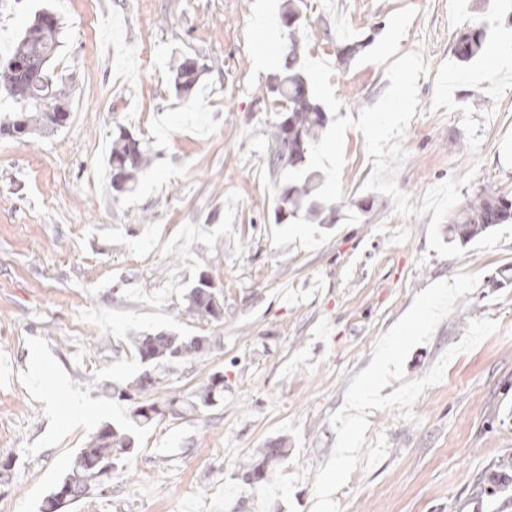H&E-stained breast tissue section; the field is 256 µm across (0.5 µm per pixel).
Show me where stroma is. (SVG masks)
<instances>
[{
  "mask_svg": "<svg viewBox=\"0 0 512 512\" xmlns=\"http://www.w3.org/2000/svg\"><path fill=\"white\" fill-rule=\"evenodd\" d=\"M286 0H0V58L34 14L62 26L49 65L69 90L58 131L0 138V512H39L74 453L130 404L106 385L142 366L138 331L209 337L190 362L155 371L157 404L224 376L217 406L162 415L112 471L61 512H312L313 483L336 442L331 415L368 367L380 334L415 294L458 272L474 292L430 341L407 356L424 376L471 319L498 331L458 355L425 389L418 424L374 410L363 459L333 498L340 512H512V223L472 239L462 257L427 246L429 217L403 218L365 191L373 171L364 137L348 130L336 220L276 223L280 176L267 166L276 119L258 4L280 22ZM310 90L329 118L358 116L390 85L386 68L419 50L416 114L395 174L414 206L450 177L477 173L462 198L488 186L512 196V0H300ZM490 19L484 51L463 62L457 38ZM357 44L348 59L344 46ZM202 70L196 99L172 87L174 58ZM148 142L153 162L135 190L113 197L105 164L117 128ZM374 200L360 210L364 200ZM211 278L224 316L183 311L188 288ZM285 443L272 477L244 484L253 449Z\"/></svg>",
  "mask_w": 512,
  "mask_h": 512,
  "instance_id": "stroma-1",
  "label": "stroma"
}]
</instances>
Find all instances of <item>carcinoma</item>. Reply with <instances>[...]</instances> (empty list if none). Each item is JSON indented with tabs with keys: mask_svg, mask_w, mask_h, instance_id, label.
<instances>
[{
	"mask_svg": "<svg viewBox=\"0 0 512 512\" xmlns=\"http://www.w3.org/2000/svg\"><path fill=\"white\" fill-rule=\"evenodd\" d=\"M46 18L36 38L22 33L13 56L20 58H53L60 46L61 26L59 22L49 23L53 16L49 10L36 13ZM283 26L287 29V54L285 70L272 77L270 92L274 101L280 103L279 113L269 129L270 150L268 168L274 172L280 168L301 169L310 153V146L316 142L326 128L328 114L312 96L306 78L298 63L300 57L299 12L294 0H288V8L282 15ZM486 41V25L478 23L464 32L457 41L456 54L462 61H469L482 49ZM173 90L176 97L192 95L199 81L197 64L184 60L172 68ZM0 90L18 105V111L0 117V126L18 118L25 120L23 135L37 130L58 129L65 123L47 122L45 114L37 109V103H66V86L47 79L28 84L20 76L0 68ZM151 150L125 131L112 138L108 165L112 174V191L126 194L134 190L137 178L151 163ZM320 175L308 173L298 182H290L281 189L275 216L281 224L290 218L303 215L306 219L322 223L327 211L325 203L314 198ZM512 222V197L484 187L470 197L468 202L448 219L449 242L467 244L472 238L496 224ZM184 309L205 320L218 321L224 317V303L215 289L209 287L204 277L184 294ZM136 356L147 366L135 380V384L114 388L118 398L131 402L130 423L127 425L102 424L83 448L75 455L68 473L54 486L52 492L41 504V512H60L65 503L77 502L86 497L89 490L106 489L105 478L112 471L115 461L135 447L137 431L149 427L162 414L156 403L146 399V392L158 386V380L150 377L148 368L166 362L190 361L204 354L210 347L207 336H177L171 333H136L131 337ZM224 398V376L213 375L198 391L182 400L171 398L166 403L169 414L182 416L217 404ZM284 455L282 442L276 441L268 448L257 450V456L242 463V478L248 485L260 483L269 478L270 464Z\"/></svg>",
	"mask_w": 512,
	"mask_h": 512,
	"instance_id": "1",
	"label": "carcinoma"
}]
</instances>
